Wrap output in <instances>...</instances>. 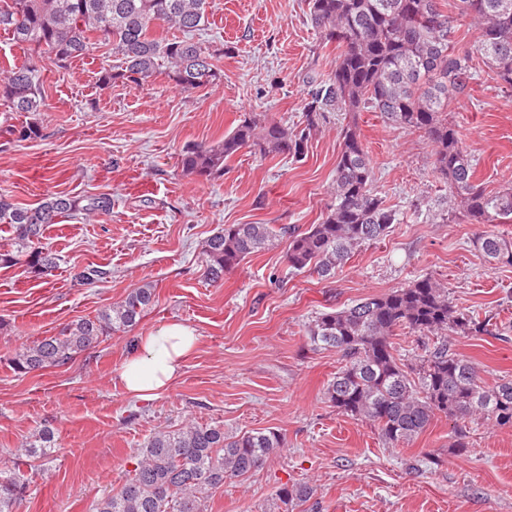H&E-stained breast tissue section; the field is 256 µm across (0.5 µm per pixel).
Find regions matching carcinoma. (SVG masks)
<instances>
[{"label": "carcinoma", "mask_w": 512, "mask_h": 512, "mask_svg": "<svg viewBox=\"0 0 512 512\" xmlns=\"http://www.w3.org/2000/svg\"><path fill=\"white\" fill-rule=\"evenodd\" d=\"M0 7V29L12 33L30 51L28 62L0 78V97L16 112L41 111L43 95L37 60L53 56L65 68L98 39L111 46L119 64L104 70L100 85L136 86L164 74L185 91L219 81L224 50L194 41L208 23L207 0H10ZM312 24L324 40L336 44L335 68L315 82L298 125L270 121L261 113L244 117L224 141L182 151L186 174L224 175L227 162L243 148L262 155L283 154L296 161L331 113L378 112L388 122L422 134L434 147V171L445 187L447 209L427 213L431 224L512 223V185L488 190L475 183L472 158L462 147L456 125L448 122L449 103L467 96L481 61L512 86V0H456L458 14L476 31L475 50L459 52L445 0H308ZM162 22L181 36L151 34ZM7 133L22 139L41 135L36 119ZM368 152L356 122L342 127L341 149L332 183V202L318 224L280 228L288 236L286 259L294 272L326 278L354 250L382 239L399 212L386 203L375 185ZM112 208L106 194L59 195L34 207H19L0 194V223L13 228L11 249L0 252V265L22 262L41 272L59 258L39 246L44 226L78 214H105ZM273 237L268 224H232L204 242L207 275L217 283L224 272L265 249ZM474 246L492 265H512V239L483 231ZM154 300V287L131 289L111 307L21 347L15 369L30 373L61 367L75 355L96 347L109 332L136 325ZM433 340L420 362L417 379L409 377L394 342L396 332ZM317 348L334 349L344 365L328 383L326 395L342 413L377 427L385 442L408 443L438 414L458 422L482 419L512 428V380L492 388L482 385L475 364L452 352L448 337L463 333L496 336L492 317L456 308L448 289L431 277L382 295L363 298L323 312L306 327ZM47 429L18 449L17 456L47 454ZM284 447V438L269 429L228 435L224 429L190 422L175 430L152 433L131 456L134 467L120 487L97 498L92 512H205L207 493L261 466ZM24 482L0 477V512H13ZM314 495L309 485L283 486L277 500L288 505Z\"/></svg>", "instance_id": "cac0c4a2"}]
</instances>
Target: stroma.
<instances>
[{
    "mask_svg": "<svg viewBox=\"0 0 512 512\" xmlns=\"http://www.w3.org/2000/svg\"><path fill=\"white\" fill-rule=\"evenodd\" d=\"M207 2L197 37L223 49L221 81L185 91L158 75L104 88L99 73L116 59L98 43L65 69L42 59L40 137L7 135L26 118L0 98V192L22 207L54 194L112 199L110 213L47 225L42 245L59 257L52 271L0 265V472L26 486L14 512H91L97 497L125 481L130 455L154 431L189 421L228 434L274 429L285 438L255 471L210 490L206 512H275L286 483L313 487L320 512H512V428L468 421L469 448L460 453L454 421L439 414L413 441L388 444L327 399L340 356L313 347L306 334L319 313L428 275L457 308L492 315L503 327L497 338L450 336L451 349L474 362L483 385L512 379V266L490 265L475 249L482 225L424 222L443 191L433 147L420 133L361 113L376 184L400 221L334 277L290 271L288 240L279 237L222 282L207 278L202 246L218 228L321 221L345 124L330 116L300 161L244 149L222 177L184 174L180 153L222 142L244 114L301 122L311 81L336 58L305 0ZM448 118L477 162L479 183L494 190L512 181V87L481 69L470 96L451 101ZM89 265L106 270V279L77 281ZM146 283L154 303L131 331L104 337L66 366L14 370L21 345ZM171 321L198 332L194 356L159 397L127 396L117 369L137 336ZM45 428L54 433L52 453L16 462V448Z\"/></svg>",
    "mask_w": 512,
    "mask_h": 512,
    "instance_id": "obj_1",
    "label": "stroma"
}]
</instances>
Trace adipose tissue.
Wrapping results in <instances>:
<instances>
[{"instance_id": "adipose-tissue-1", "label": "adipose tissue", "mask_w": 512, "mask_h": 512, "mask_svg": "<svg viewBox=\"0 0 512 512\" xmlns=\"http://www.w3.org/2000/svg\"><path fill=\"white\" fill-rule=\"evenodd\" d=\"M199 342L194 328L171 322L143 332L116 372L124 391L148 399L167 391L193 357Z\"/></svg>"}]
</instances>
